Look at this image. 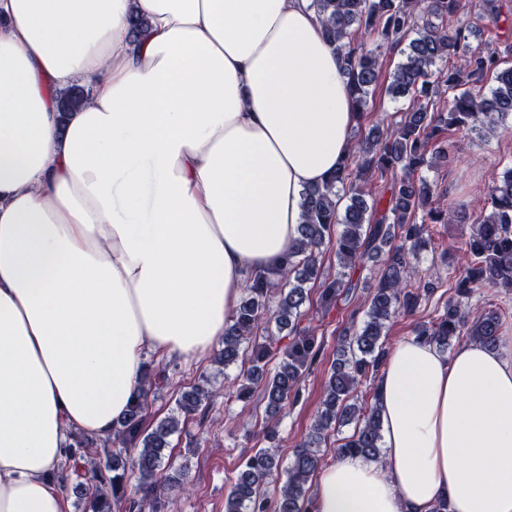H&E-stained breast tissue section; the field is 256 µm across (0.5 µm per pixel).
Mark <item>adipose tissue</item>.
Returning <instances> with one entry per match:
<instances>
[{
  "mask_svg": "<svg viewBox=\"0 0 512 512\" xmlns=\"http://www.w3.org/2000/svg\"><path fill=\"white\" fill-rule=\"evenodd\" d=\"M309 3L0 0V512H67L70 430L110 437L144 352L199 361L282 268L356 124ZM376 405L382 460L325 467L311 512H512V334L399 341ZM75 84L84 85L80 82ZM79 85L71 87L63 93H60L58 97L59 112L67 114L69 112L77 111L85 105L87 101V92H85L82 86L79 87Z\"/></svg>",
  "mask_w": 512,
  "mask_h": 512,
  "instance_id": "obj_1",
  "label": "adipose tissue"
}]
</instances>
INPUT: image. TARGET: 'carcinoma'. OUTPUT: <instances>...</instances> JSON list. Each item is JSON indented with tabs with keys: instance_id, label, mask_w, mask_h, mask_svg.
Listing matches in <instances>:
<instances>
[{
	"instance_id": "carcinoma-1",
	"label": "carcinoma",
	"mask_w": 512,
	"mask_h": 512,
	"mask_svg": "<svg viewBox=\"0 0 512 512\" xmlns=\"http://www.w3.org/2000/svg\"><path fill=\"white\" fill-rule=\"evenodd\" d=\"M327 42L340 55L347 86L363 123L368 98L385 85L393 100L410 98V106L386 135L384 119L353 143L347 159L327 181L306 190L299 237L280 272L258 273L244 290L231 323L224 328V366H245L246 384L228 396L241 398L245 390L263 385L266 412L277 416L286 401L300 395L302 379L321 355V345L301 326L303 308L310 301L307 283L322 276L318 255L329 241L336 246L341 272L324 282L320 306L328 311L339 298L358 288L348 270L366 260L380 262L378 279L368 288L365 319L350 321L337 339L336 362L325 384L321 410L311 432L292 452L287 480L279 497L270 500L261 484L279 469L280 457L260 448L241 464L224 502V512H307L312 503L307 484L323 467L319 447L337 427L355 423L354 431L336 448V458L359 454L378 461L382 457L381 424L375 400L357 401L354 394L363 380L376 376L385 356L388 322L396 314L413 313L421 301H429L444 281L411 283L410 268L425 244L423 224L452 223L459 214L445 206L443 192L427 181L421 171L429 157L453 163L448 150V132L496 128L512 120V42L487 49L473 48L469 28L448 25V18L462 8V0H429L418 16V0H312ZM362 31L377 47L397 49L403 59L383 83L378 55L355 43ZM490 78L494 86L486 94L461 89L466 78ZM449 92L448 106L438 108L431 98ZM87 92L71 87L58 97V109L67 114L82 108ZM484 207L489 213L472 225L466 244V265L450 277L454 295L436 310L433 319L419 323L414 334L426 338L442 351L453 339L466 334L483 346L494 348L503 334V312L480 311L470 304L478 288L512 287V167L491 186ZM292 280L283 287L275 277ZM274 322L278 331L288 330L289 342L278 350L279 362L269 369L272 346L251 342L261 323ZM166 381L165 370H145L143 385L112 437L117 447L105 449L104 459L76 472L73 490L84 502V512H143L147 502L181 483V469L163 467L179 419L172 415L146 423L149 406ZM209 397L195 384L182 393L177 410L190 415ZM97 452V441L79 436L70 445V455L58 469L71 468L70 461L84 460ZM136 475L144 497L123 502L131 475Z\"/></svg>"
}]
</instances>
